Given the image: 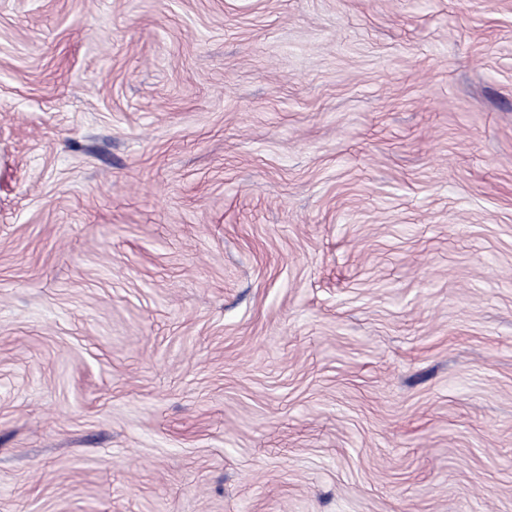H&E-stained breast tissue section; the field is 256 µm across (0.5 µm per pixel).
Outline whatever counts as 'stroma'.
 <instances>
[{"label": "stroma", "instance_id": "obj_1", "mask_svg": "<svg viewBox=\"0 0 512 512\" xmlns=\"http://www.w3.org/2000/svg\"><path fill=\"white\" fill-rule=\"evenodd\" d=\"M0 512H512V0H0Z\"/></svg>", "mask_w": 512, "mask_h": 512}]
</instances>
